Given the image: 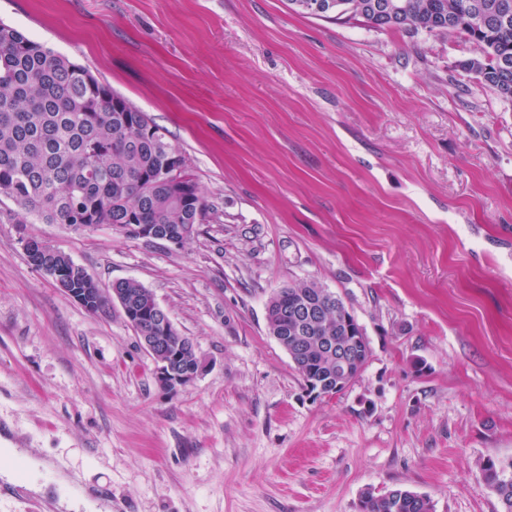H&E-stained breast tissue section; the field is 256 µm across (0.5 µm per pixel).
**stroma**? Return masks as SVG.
<instances>
[{"label": "stroma", "mask_w": 512, "mask_h": 512, "mask_svg": "<svg viewBox=\"0 0 512 512\" xmlns=\"http://www.w3.org/2000/svg\"><path fill=\"white\" fill-rule=\"evenodd\" d=\"M0 22L167 130L208 209L181 245L14 220L0 202V422L109 512H358L400 486L501 512L512 460V103L466 34L319 19L287 0H0ZM51 242L150 290L207 370L170 391L120 306L35 269ZM313 281L370 358L310 393L266 304ZM508 468L512 473L511 462L505 466L492 459L487 460L480 468L484 482L495 493L501 504L503 509L501 512H512V476L510 481L505 479V470Z\"/></svg>", "instance_id": "35a3bbf8"}]
</instances>
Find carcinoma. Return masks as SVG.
Here are the masks:
<instances>
[{"mask_svg": "<svg viewBox=\"0 0 512 512\" xmlns=\"http://www.w3.org/2000/svg\"><path fill=\"white\" fill-rule=\"evenodd\" d=\"M332 16L350 13L371 27L419 31H461L480 47V56L466 62L481 86L503 101H512V0H396L390 16L377 12L374 0H334ZM152 120L71 62L22 31L0 23V197L13 201L24 217L48 224L117 227L133 214L138 224H156L162 234L180 237L186 225H197L207 204L202 193L185 204L165 182L149 180L166 167L174 146L167 132L148 136L139 126ZM47 272L73 271L74 262L59 250ZM113 287L138 308L154 295L141 284L123 279ZM314 299L321 316L297 322L279 313L302 297ZM335 293L310 282L282 289L267 306L269 333L288 352L305 385L320 394L337 393L343 374L336 357L324 350L336 343L351 345L353 377L367 364V336L347 335L336 327ZM147 336L178 342L179 331L163 330L149 321ZM512 463L492 459L481 475L502 510L512 512ZM359 512H434L431 499L403 487L382 493L364 491Z\"/></svg>", "mask_w": 512, "mask_h": 512, "instance_id": "obj_1", "label": "carcinoma"}]
</instances>
